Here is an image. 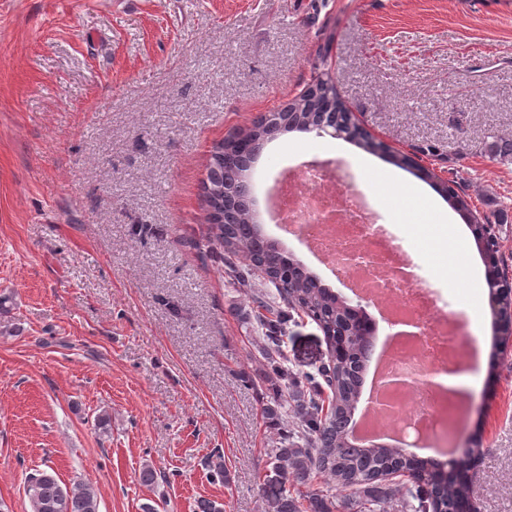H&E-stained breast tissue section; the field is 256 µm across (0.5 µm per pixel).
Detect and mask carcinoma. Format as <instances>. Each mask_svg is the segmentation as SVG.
I'll list each match as a JSON object with an SVG mask.
<instances>
[{
    "label": "carcinoma",
    "mask_w": 512,
    "mask_h": 512,
    "mask_svg": "<svg viewBox=\"0 0 512 512\" xmlns=\"http://www.w3.org/2000/svg\"><path fill=\"white\" fill-rule=\"evenodd\" d=\"M336 124L353 129L346 140L371 154L386 155L396 165L414 169L425 180L436 175L408 156L395 152L381 140L358 128L359 120L336 93L329 69L322 70L306 87L280 108L256 116L246 128L229 133L210 154L202 195L206 206L208 244L211 252L224 260L225 274L239 288H249L256 279L272 284L275 292L256 298L255 320L261 329L263 377L277 383L270 416L287 403H294L293 429L288 436L267 450L268 464L258 493L267 501L270 512H448L454 502L475 493V477L450 484L435 499V484L425 479L420 460L401 455L392 445L359 448L350 445L346 424L360 399L367 362L356 355V346L346 342L344 359L336 363L338 399L332 412L324 413L325 393L313 375L297 377L284 364L281 337L288 321V310H322L329 319L340 320L337 299L327 293L304 268L291 274L280 273L288 256L269 254L250 231L254 220L226 189L238 176L251 169L256 145L279 135L323 132ZM480 153L500 163H512V137L491 133L478 145ZM450 206L463 216L471 214L465 194L456 180L441 187ZM403 472V479L386 478L392 471ZM325 488L305 494L291 492L306 486L315 477ZM339 494H334V491ZM24 491L30 512H99L95 488L76 480L63 482L54 471L34 469L24 478Z\"/></svg>",
    "instance_id": "carcinoma-1"
}]
</instances>
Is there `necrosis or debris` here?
<instances>
[{
    "label": "necrosis or debris",
    "mask_w": 512,
    "mask_h": 512,
    "mask_svg": "<svg viewBox=\"0 0 512 512\" xmlns=\"http://www.w3.org/2000/svg\"><path fill=\"white\" fill-rule=\"evenodd\" d=\"M276 203L287 206L289 223L302 228L331 263L341 262L349 252L368 254V261L350 269V276L366 285L371 298L418 324V341L400 348L386 364L387 370L412 380L410 399L396 406L389 421L407 435L447 438L441 402L426 377L451 368L468 369L464 352L471 336L465 323L449 318L420 280L397 274L405 254L379 225L366 193L338 170L306 167L292 176Z\"/></svg>",
    "instance_id": "obj_1"
}]
</instances>
